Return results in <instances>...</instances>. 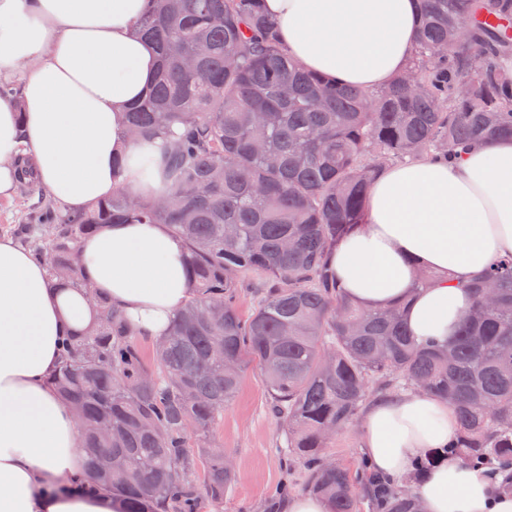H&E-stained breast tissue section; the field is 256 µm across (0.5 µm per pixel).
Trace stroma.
Wrapping results in <instances>:
<instances>
[{
  "label": "stroma",
  "mask_w": 512,
  "mask_h": 512,
  "mask_svg": "<svg viewBox=\"0 0 512 512\" xmlns=\"http://www.w3.org/2000/svg\"><path fill=\"white\" fill-rule=\"evenodd\" d=\"M234 469L221 512H265L280 487L303 492L307 472L299 460L284 459V435L256 368H247L240 389L212 433Z\"/></svg>",
  "instance_id": "1"
}]
</instances>
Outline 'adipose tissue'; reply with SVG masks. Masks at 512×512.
<instances>
[{
  "label": "adipose tissue",
  "mask_w": 512,
  "mask_h": 512,
  "mask_svg": "<svg viewBox=\"0 0 512 512\" xmlns=\"http://www.w3.org/2000/svg\"><path fill=\"white\" fill-rule=\"evenodd\" d=\"M280 43L306 69L371 90L409 65L419 0H262ZM150 0H0V198L17 190L27 159L45 191L78 210L111 195L112 160L140 195L162 191L144 177L142 147L124 134L125 112L154 83L159 56L136 31ZM83 271L142 335L161 336L192 288L187 248L162 224H112L79 244ZM512 253V139L461 158L419 157L385 166L364 218L329 250L332 275L368 309L403 305L418 338L447 342L472 305L465 284ZM432 285L414 290L420 270ZM95 308L79 289L52 284L42 263L0 238V512H121L110 490H64L85 450L70 406L50 377L65 336ZM447 401L404 393L367 406L361 444L375 473L413 481L423 512H512V493L486 472L443 458L424 476L419 462L457 432Z\"/></svg>",
  "instance_id": "1"
}]
</instances>
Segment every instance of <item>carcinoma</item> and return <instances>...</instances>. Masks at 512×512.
Here are the masks:
<instances>
[{"instance_id": "carcinoma-1", "label": "carcinoma", "mask_w": 512, "mask_h": 512, "mask_svg": "<svg viewBox=\"0 0 512 512\" xmlns=\"http://www.w3.org/2000/svg\"><path fill=\"white\" fill-rule=\"evenodd\" d=\"M139 31L159 54L155 83L126 113L135 142L166 148L164 198L112 196L83 210L40 208L20 239L50 278L81 288L98 317L64 342L53 384L78 417L85 478L123 512H219L234 480L211 446L214 425L257 367L304 489L331 512H415L407 481L327 461L377 381L445 399L458 419L446 453L488 468L512 491V253L466 289L470 314L443 346L418 341L402 309L352 305L328 252L362 222L384 165L452 158L479 140L512 138V0H422L404 76L364 90L287 57L261 0H153ZM105 224H164L183 240L193 293L143 361L138 336L82 272L80 240ZM257 305L244 317L239 288Z\"/></svg>"}]
</instances>
